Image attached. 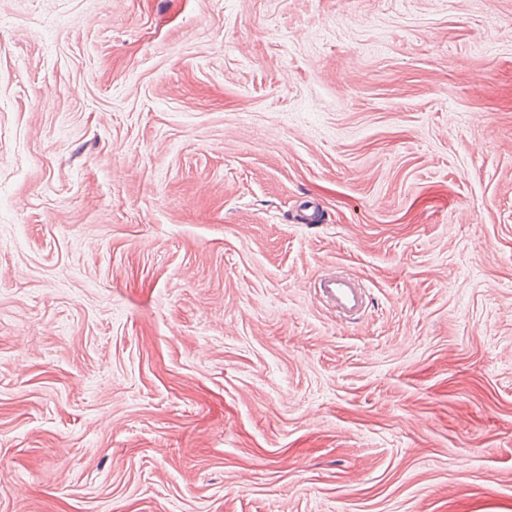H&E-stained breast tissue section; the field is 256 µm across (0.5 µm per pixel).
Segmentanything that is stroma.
<instances>
[{
	"mask_svg": "<svg viewBox=\"0 0 512 512\" xmlns=\"http://www.w3.org/2000/svg\"><path fill=\"white\" fill-rule=\"evenodd\" d=\"M0 512H512V0H0ZM315 288L318 297L342 320L355 319L367 306L363 284L345 271H326L317 280Z\"/></svg>",
	"mask_w": 512,
	"mask_h": 512,
	"instance_id": "1",
	"label": "stroma"
}]
</instances>
